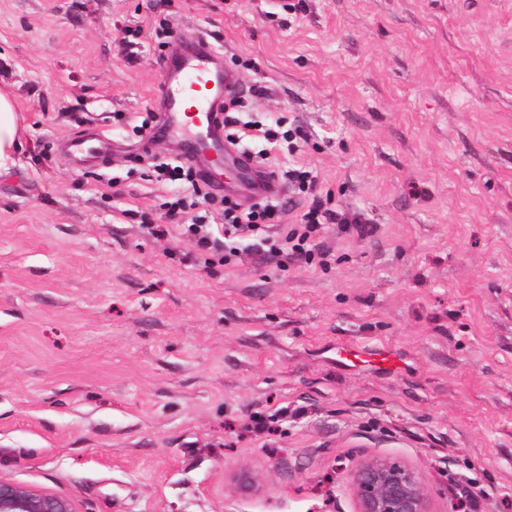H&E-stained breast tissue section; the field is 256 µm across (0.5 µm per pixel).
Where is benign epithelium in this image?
Masks as SVG:
<instances>
[{
	"label": "benign epithelium",
	"instance_id": "benign-epithelium-1",
	"mask_svg": "<svg viewBox=\"0 0 512 512\" xmlns=\"http://www.w3.org/2000/svg\"><path fill=\"white\" fill-rule=\"evenodd\" d=\"M350 484L359 512H432L428 490L413 468L378 456L358 464ZM259 488L258 476L249 469L235 475L234 492L250 494ZM0 512H76L67 498L38 492L0 479Z\"/></svg>",
	"mask_w": 512,
	"mask_h": 512
}]
</instances>
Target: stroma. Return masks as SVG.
<instances>
[{"mask_svg":"<svg viewBox=\"0 0 512 512\" xmlns=\"http://www.w3.org/2000/svg\"><path fill=\"white\" fill-rule=\"evenodd\" d=\"M299 2L0 0V479L76 512H358L350 471L390 456L432 512L490 484L512 512V0ZM201 36L255 120L307 134L260 164L372 236L331 224L327 265L280 266L150 234L177 196L223 221L148 135ZM94 131L105 161L74 166ZM272 405L305 413L245 431ZM21 118L14 97L0 88V170L16 164L15 154L22 149Z\"/></svg>","mask_w":512,"mask_h":512,"instance_id":"stroma-1","label":"stroma"}]
</instances>
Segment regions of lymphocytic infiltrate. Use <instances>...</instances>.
<instances>
[{
  "label": "lymphocytic infiltrate",
  "mask_w": 512,
  "mask_h": 512,
  "mask_svg": "<svg viewBox=\"0 0 512 512\" xmlns=\"http://www.w3.org/2000/svg\"><path fill=\"white\" fill-rule=\"evenodd\" d=\"M240 106L241 102L236 97L224 106V124L232 129L228 136L230 144H243L255 130L261 131L264 140L271 144L281 138L288 140L304 135L300 128L292 132L260 129L257 122L238 117ZM287 207V201L277 197L246 209L228 199L224 202L223 223L208 224L196 218L185 225L184 232L195 238L201 250L208 251L218 243L226 242L232 255L270 257L281 265L295 260L309 262L317 256L328 257L330 250L322 240L326 225H341L343 229L355 230L361 237L369 233L367 222L361 216L327 208L317 197L303 213L300 223L285 226L281 220Z\"/></svg>",
  "instance_id": "lymphocytic-infiltrate-1"
}]
</instances>
